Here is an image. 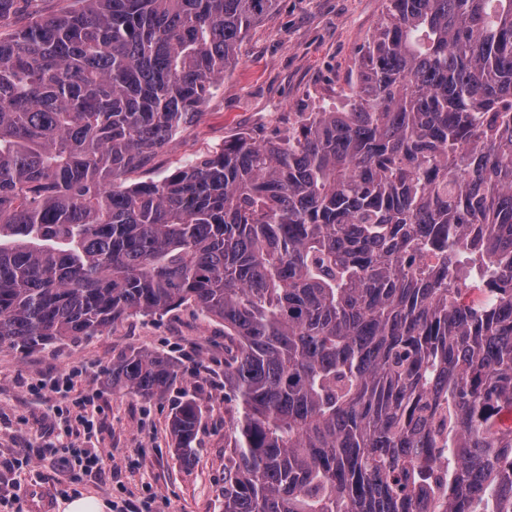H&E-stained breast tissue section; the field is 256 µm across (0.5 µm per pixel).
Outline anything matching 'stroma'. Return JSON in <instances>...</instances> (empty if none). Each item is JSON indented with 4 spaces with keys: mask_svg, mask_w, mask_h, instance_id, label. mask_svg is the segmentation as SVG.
Instances as JSON below:
<instances>
[{
    "mask_svg": "<svg viewBox=\"0 0 512 512\" xmlns=\"http://www.w3.org/2000/svg\"><path fill=\"white\" fill-rule=\"evenodd\" d=\"M388 8V0H277L239 44L235 66L201 114L127 182L162 181L241 132L279 138L300 113L343 99ZM137 351L182 361L173 392L144 400L113 388V360ZM65 374L74 377V396L97 410L91 433H69L60 413L65 399L34 391ZM183 390L197 393L203 411L187 457L175 452L169 432L172 402ZM224 420V325L197 306L124 318L97 336L43 351L0 342V512H30L40 488L52 495L50 512H61L67 491L101 498L108 512L142 500L153 512H223ZM93 446L110 457L105 474L80 471L69 454Z\"/></svg>",
    "mask_w": 512,
    "mask_h": 512,
    "instance_id": "35a3bbf8",
    "label": "stroma"
}]
</instances>
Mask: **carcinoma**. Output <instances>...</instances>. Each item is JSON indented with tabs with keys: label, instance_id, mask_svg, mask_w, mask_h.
<instances>
[{
	"label": "carcinoma",
	"instance_id": "obj_1",
	"mask_svg": "<svg viewBox=\"0 0 512 512\" xmlns=\"http://www.w3.org/2000/svg\"><path fill=\"white\" fill-rule=\"evenodd\" d=\"M0 0V341L224 322V512H512V0H389L347 104L128 185L276 0ZM484 300L454 280L475 269ZM145 400L177 361L122 354ZM202 408L170 434L188 454Z\"/></svg>",
	"mask_w": 512,
	"mask_h": 512
}]
</instances>
